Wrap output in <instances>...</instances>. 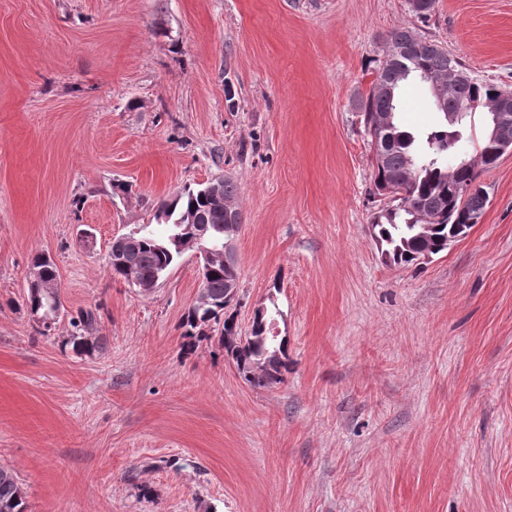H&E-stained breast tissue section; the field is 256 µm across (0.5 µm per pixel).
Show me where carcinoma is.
<instances>
[{
  "label": "carcinoma",
  "instance_id": "cac0c4a2",
  "mask_svg": "<svg viewBox=\"0 0 512 512\" xmlns=\"http://www.w3.org/2000/svg\"><path fill=\"white\" fill-rule=\"evenodd\" d=\"M412 46L415 70L403 76L402 58L380 60L376 81L393 89V96L383 97L373 92L359 102L365 130L375 143L373 184L376 193L388 196L393 192V205L379 211L371 220V233L377 241L384 263L405 267L421 264V249L426 246L433 256L448 249L455 239L454 226L470 218L481 217L487 196L483 187L465 195L460 187L477 182L475 166L461 167L454 179H448V162L456 149L464 146V131L468 117L482 109L486 113L499 111L505 89L482 82L474 77L462 83H450L440 98L434 99L436 111L443 115L442 124L418 137L397 121L398 91L410 78L423 73L438 76L448 69L468 73L457 57L434 41L422 37L410 27L394 30L387 44ZM495 142L489 137L479 141L477 155L482 165L495 162ZM158 211L170 216V221L155 230L146 224L136 233L137 247L125 257L124 263H108L114 279L130 284L136 279L148 284L162 280L187 250H196V237L204 233V245L223 240L219 228L224 225V207L208 192V185L185 188L163 201ZM431 218V228L423 230L417 213ZM196 222L189 223V218ZM32 266L40 270L44 283L58 280V270L46 255L34 258ZM238 278L236 260L211 268L200 287L209 299L206 307L192 306L181 322V352L191 354L197 342L217 338L224 354L231 358L238 376L253 388H273L286 381L288 373V340L274 339L269 331L271 317L281 315L275 302H270L263 315H255L250 331L238 333L234 318L239 297L226 292V283ZM24 305L30 316L49 330L61 311V301L44 288H29ZM95 315L81 313L73 322L75 334L68 343L75 351L91 354L98 342L91 340ZM0 512H28L25 493L13 472L0 467Z\"/></svg>",
  "mask_w": 512,
  "mask_h": 512
}]
</instances>
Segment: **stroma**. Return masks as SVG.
Returning a JSON list of instances; mask_svg holds the SVG:
<instances>
[{
  "instance_id": "obj_1",
  "label": "stroma",
  "mask_w": 512,
  "mask_h": 512,
  "mask_svg": "<svg viewBox=\"0 0 512 512\" xmlns=\"http://www.w3.org/2000/svg\"><path fill=\"white\" fill-rule=\"evenodd\" d=\"M409 27L512 91V0H0V466L29 512H512V154L484 212L421 266L386 265L358 101ZM400 123L437 126L429 85ZM231 180L238 323L274 299L286 382L182 355L186 252L150 294L114 236ZM129 184V194L116 192ZM63 308L26 310L33 257ZM94 311L100 347L76 353ZM94 322L95 315L91 311L81 313L78 321L73 322V327L76 329V332L70 336L68 343L72 344L75 351L91 354L99 348L98 340L92 341L89 336H86V334L93 331Z\"/></svg>"
}]
</instances>
